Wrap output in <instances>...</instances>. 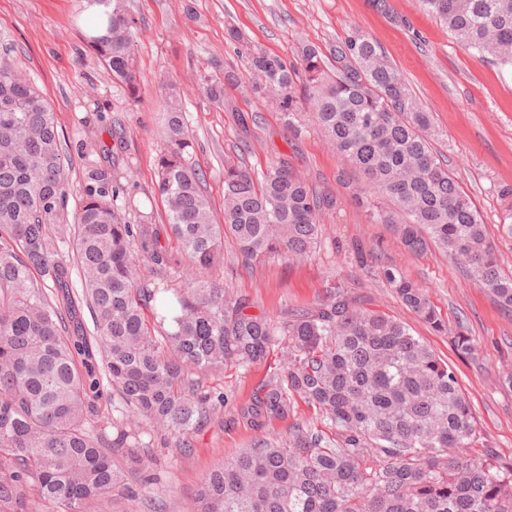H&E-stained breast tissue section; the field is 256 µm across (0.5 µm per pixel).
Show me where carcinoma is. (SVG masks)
Listing matches in <instances>:
<instances>
[{
	"mask_svg": "<svg viewBox=\"0 0 512 512\" xmlns=\"http://www.w3.org/2000/svg\"><path fill=\"white\" fill-rule=\"evenodd\" d=\"M89 2L105 7L107 32L88 43L135 99L125 0ZM420 2L457 42L512 68V0ZM245 54L259 80L244 92H277L293 131L300 105L309 106L320 133L363 174L353 199L374 223L395 225L414 253L433 246L448 255L512 312V274L474 201L440 161L433 116L377 41L355 28L326 53L305 43L298 68L277 55ZM162 124L155 191L166 205L165 233L178 243L174 255L149 219L124 221L113 206L118 187L98 164L68 223L54 112L0 57V512H31L32 491L62 512H86L103 494L131 488L150 460L135 456L137 467L126 468L107 447L135 448L154 428L190 433L229 402L206 388L207 376L246 369L281 343L288 364L240 408L259 434L204 477L197 512H512V462L490 449L470 455L477 428L456 373L408 326L365 307L342 283L326 300L274 320L212 279L227 239L246 265L310 258L320 215L338 199L311 189L284 159L258 177L228 164L218 224L175 93ZM499 193L500 223L512 235V186ZM66 236L71 262L57 247ZM141 261L158 276L192 277L181 288H149ZM379 275L416 317L448 331L425 289L392 266ZM80 301L93 315L92 341L71 331ZM169 319L173 330L164 328ZM454 346L476 358L464 332ZM101 373L130 416L110 445L92 424L89 393ZM293 397L318 412L321 427L296 423L284 436L266 430L288 418Z\"/></svg>",
	"mask_w": 512,
	"mask_h": 512,
	"instance_id": "carcinoma-1",
	"label": "carcinoma"
}]
</instances>
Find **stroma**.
Returning a JSON list of instances; mask_svg holds the SVG:
<instances>
[{
  "mask_svg": "<svg viewBox=\"0 0 512 512\" xmlns=\"http://www.w3.org/2000/svg\"><path fill=\"white\" fill-rule=\"evenodd\" d=\"M389 4L385 14L370 0H127L140 72L135 100L86 43L88 0H0V56L35 83L55 111L69 211L82 202L86 152L97 142L108 148L98 162L120 187L114 205L126 221L136 224L147 215L152 223H165L154 185L170 82L181 91V109L195 137L193 158L206 175L215 212L224 207V167L230 163L258 174L282 157L313 188L335 195L339 206L323 212V241L311 259L264 260L246 268L228 244L218 278L252 300L255 313L274 319L315 304L344 281L369 307L409 325L455 367L481 436L500 458L512 461V387L503 383L512 373V313L468 281L455 261L433 250L411 253L391 225L372 223L349 196L348 186L360 182V174L318 133L311 114L302 112L292 132L275 94H243L254 75L227 37L228 28H235L250 49L290 62L300 43L325 48L353 28L376 40L433 115L441 132L437 151L475 201L501 266L512 272V236L500 224L499 197L500 187L512 185V69L458 45L420 0ZM210 83L222 85L233 111L206 94ZM384 265L427 289L447 332H435L400 302L377 275ZM460 331L474 340L477 360L457 355L453 340ZM285 359L279 345L267 361L210 378L209 390L228 394V406L188 434V448L161 429L143 436L154 457L147 484L134 493H106L92 512H192L202 478L257 434L238 407Z\"/></svg>",
  "mask_w": 512,
  "mask_h": 512,
  "instance_id": "35a3bbf8",
  "label": "stroma"
}]
</instances>
